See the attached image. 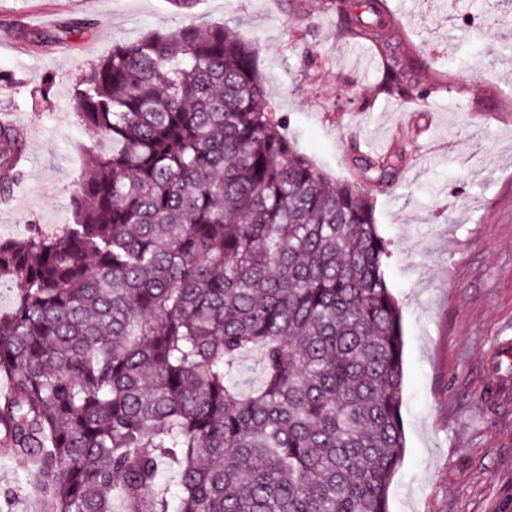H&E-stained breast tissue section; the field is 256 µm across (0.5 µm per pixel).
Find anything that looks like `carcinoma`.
Masks as SVG:
<instances>
[{
    "label": "carcinoma",
    "instance_id": "obj_1",
    "mask_svg": "<svg viewBox=\"0 0 512 512\" xmlns=\"http://www.w3.org/2000/svg\"><path fill=\"white\" fill-rule=\"evenodd\" d=\"M385 0H329L374 44L381 91L425 101L427 60ZM257 48L186 25L76 79L87 169L62 234L0 241V453L32 512H389L405 452L402 316L373 200L273 118ZM20 135L0 124V195ZM388 158L365 173L395 177ZM177 496L157 487L161 461ZM38 489L32 466L20 458L0 456V495L10 492L15 498L14 512H27L24 505L37 494Z\"/></svg>",
    "mask_w": 512,
    "mask_h": 512
}]
</instances>
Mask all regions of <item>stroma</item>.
Here are the masks:
<instances>
[{
    "mask_svg": "<svg viewBox=\"0 0 512 512\" xmlns=\"http://www.w3.org/2000/svg\"><path fill=\"white\" fill-rule=\"evenodd\" d=\"M429 82L426 101L381 93L377 51L358 56L324 0H0V75L13 81L0 113L27 132V163L0 239L29 224L71 223L88 137L72 85L115 44L187 22L225 25L258 45L276 117L315 165L355 180L376 202L403 313L406 448L390 512H512V14L493 0H387ZM52 77L48 98L30 92ZM369 108H362L363 100ZM399 156L390 186L365 180L370 154ZM39 489L20 458L0 456V495L14 512Z\"/></svg>",
    "mask_w": 512,
    "mask_h": 512,
    "instance_id": "1",
    "label": "stroma"
}]
</instances>
